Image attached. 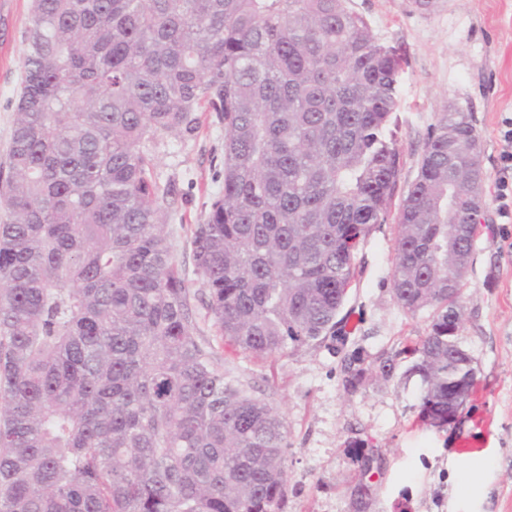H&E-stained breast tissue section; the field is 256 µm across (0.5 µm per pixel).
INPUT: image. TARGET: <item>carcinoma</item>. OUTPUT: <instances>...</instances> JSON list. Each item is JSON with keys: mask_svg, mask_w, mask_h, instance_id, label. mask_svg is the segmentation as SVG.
Wrapping results in <instances>:
<instances>
[{"mask_svg": "<svg viewBox=\"0 0 512 512\" xmlns=\"http://www.w3.org/2000/svg\"><path fill=\"white\" fill-rule=\"evenodd\" d=\"M398 63L347 0H32L0 167V512H282L288 424L197 334L153 143L224 128L221 191L191 229L223 346L257 357L353 330L356 254L399 174ZM473 114L430 125L398 215L393 297L423 421L469 375L448 253L486 206ZM360 479L381 470L360 443Z\"/></svg>", "mask_w": 512, "mask_h": 512, "instance_id": "carcinoma-1", "label": "carcinoma"}]
</instances>
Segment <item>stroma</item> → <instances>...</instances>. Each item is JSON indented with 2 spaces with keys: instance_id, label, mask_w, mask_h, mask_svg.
<instances>
[{
  "instance_id": "35a3bbf8",
  "label": "stroma",
  "mask_w": 512,
  "mask_h": 512,
  "mask_svg": "<svg viewBox=\"0 0 512 512\" xmlns=\"http://www.w3.org/2000/svg\"><path fill=\"white\" fill-rule=\"evenodd\" d=\"M348 6L399 64L389 125L399 176L386 223L374 227L357 254L359 275L344 304L355 331L341 354L324 342L268 359L230 353L227 365L247 389L272 400L288 424L283 512H512V217H501L495 200L508 149L501 123L512 116V0H439L429 12L414 0H348ZM30 7L31 0H0V166L9 150ZM452 105L475 118L486 208L458 332L476 361L477 385L455 421L437 429L419 422L420 380L408 374L409 345L427 334L431 315L404 312L390 275L396 216L417 177L428 127ZM223 144L224 130L211 112L201 113L193 138L162 135L155 143L157 176L178 192L167 231L195 294L202 284L191 228L221 189L216 171ZM348 354L362 372L352 390L344 386ZM386 360L394 365L387 378L378 373ZM359 440L384 457L364 507L351 496Z\"/></svg>"
}]
</instances>
